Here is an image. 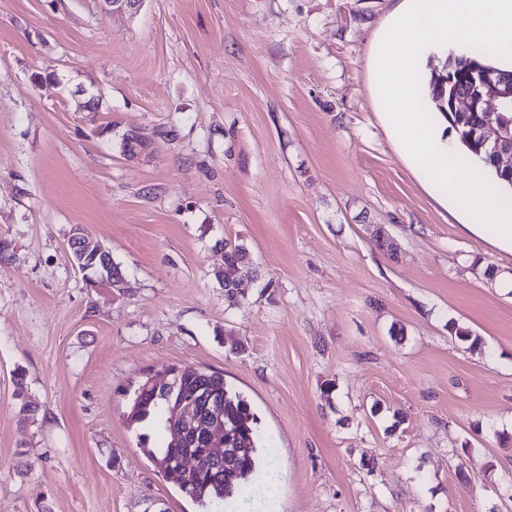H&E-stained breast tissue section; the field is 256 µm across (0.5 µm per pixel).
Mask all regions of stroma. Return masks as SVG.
Wrapping results in <instances>:
<instances>
[{
    "mask_svg": "<svg viewBox=\"0 0 512 512\" xmlns=\"http://www.w3.org/2000/svg\"><path fill=\"white\" fill-rule=\"evenodd\" d=\"M396 5L0 0V512H203L126 420L173 366L247 399L281 512H512V252L379 120ZM77 226L123 288L86 282ZM228 241L251 258L232 307Z\"/></svg>",
    "mask_w": 512,
    "mask_h": 512,
    "instance_id": "stroma-1",
    "label": "stroma"
}]
</instances>
